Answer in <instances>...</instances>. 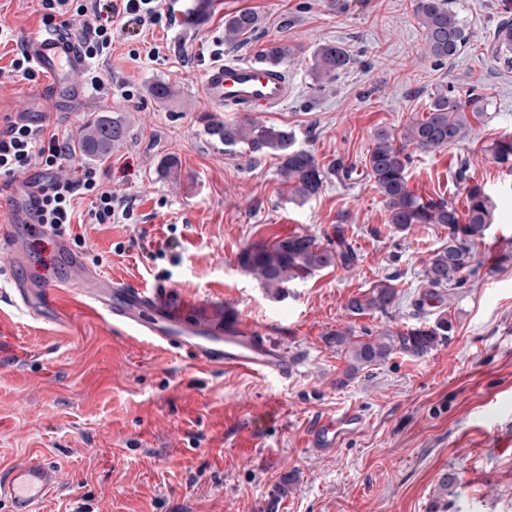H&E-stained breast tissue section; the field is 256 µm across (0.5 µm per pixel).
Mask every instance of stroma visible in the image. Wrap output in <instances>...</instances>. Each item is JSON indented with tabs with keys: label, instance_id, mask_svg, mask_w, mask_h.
Returning <instances> with one entry per match:
<instances>
[{
	"label": "stroma",
	"instance_id": "1",
	"mask_svg": "<svg viewBox=\"0 0 512 512\" xmlns=\"http://www.w3.org/2000/svg\"><path fill=\"white\" fill-rule=\"evenodd\" d=\"M452 6L472 42L444 64L423 54L413 0H217L188 31L169 22L116 38L103 64L111 98L89 91L52 100L40 91L50 80L42 71L0 86V123L23 107L28 121L70 140L103 112L126 126L125 139L96 164L131 202L129 219L92 224L90 198L75 203L76 251L95 271L230 310L299 361L285 379L212 371L79 310L45 324L0 297V470L32 458L57 464L67 484L46 512H512V262L492 265L512 251V167L487 151L512 136V65L485 49L505 0ZM245 9L261 17L259 29L247 42L225 43V18ZM0 23L23 42L42 33L38 0H0ZM273 41L294 49L290 96L261 120L293 132L296 147L327 168H363L375 132L423 116L440 86L478 84L488 96L469 140L412 150L407 173L416 195L461 209L466 185L455 173L468 163L495 206L475 272L444 305L451 340L422 360L393 356L341 388L347 363L325 335L417 323L412 301L448 230L395 231L366 177L332 175L311 200H290L277 156L253 160L207 134L210 69L257 58ZM329 42L355 62L319 89L312 55ZM158 83L171 86L170 98H154ZM170 157L179 163L171 172ZM340 228L355 266L295 281L285 298L271 297L239 264L254 244L294 233L324 243ZM390 275L403 297L398 308L347 310L351 296ZM348 407L365 415L363 430L325 455L308 448L309 422ZM450 473L458 481L441 492Z\"/></svg>",
	"mask_w": 512,
	"mask_h": 512
}]
</instances>
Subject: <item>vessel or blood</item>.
I'll use <instances>...</instances> for the list:
<instances>
[{
  "label": "vessel or blood",
  "mask_w": 512,
  "mask_h": 512,
  "mask_svg": "<svg viewBox=\"0 0 512 512\" xmlns=\"http://www.w3.org/2000/svg\"><path fill=\"white\" fill-rule=\"evenodd\" d=\"M214 5L213 0H189L186 9L175 12L177 23L202 22ZM28 52L38 68L58 72L61 57H68L71 73L82 64L72 41L50 31L33 37ZM288 72L269 68L252 60L228 59L214 67L203 86L208 106L231 112L260 114L271 112L288 99ZM30 221V206L14 203L10 221L0 226V240L7 244V267L12 274L9 301L37 321L57 323L63 309L61 293L79 297L92 313L102 316L116 329H131L164 349L187 351L201 366L239 371L254 376L287 378L297 362L287 348L272 341L248 323L225 322L222 315L196 312L194 305L174 302L167 289L126 285L111 281L92 269L67 244L58 248L63 272L53 284H34L19 276L28 260V250L19 232ZM365 426L363 415L352 408L336 416L321 418L309 427L308 444L325 454L336 449L346 436ZM64 484L61 470L53 463L30 460L0 471V499L8 512H45L49 495Z\"/></svg>",
  "instance_id": "vessel-or-blood-1"
}]
</instances>
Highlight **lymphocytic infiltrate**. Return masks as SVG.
<instances>
[{
	"label": "lymphocytic infiltrate",
	"mask_w": 512,
	"mask_h": 512,
	"mask_svg": "<svg viewBox=\"0 0 512 512\" xmlns=\"http://www.w3.org/2000/svg\"><path fill=\"white\" fill-rule=\"evenodd\" d=\"M44 25L68 30L85 64L84 76L96 94L108 96L112 84L99 63L108 57L117 35L129 29H150L161 24L168 0H39ZM74 152L66 138L49 124L34 125L23 119L8 121L0 129V176L33 169L47 173L30 199L34 220L32 236L66 233L74 219L76 197H91L89 219L94 224H116L129 218L130 204L113 194L97 166L80 167L76 177L61 176Z\"/></svg>",
	"instance_id": "1"
}]
</instances>
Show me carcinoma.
I'll return each mask as SVG.
<instances>
[{
  "instance_id": "cac0c4a2",
  "label": "carcinoma",
  "mask_w": 512,
  "mask_h": 512,
  "mask_svg": "<svg viewBox=\"0 0 512 512\" xmlns=\"http://www.w3.org/2000/svg\"><path fill=\"white\" fill-rule=\"evenodd\" d=\"M413 12L423 31L425 57L443 63L465 51L471 35L449 0H414ZM260 24L257 13L239 11L224 21V41L243 43ZM490 53L512 64L511 20L504 18L497 23ZM292 54L293 49L288 45L272 42L261 51L260 58L282 65ZM353 62L354 57L342 47L333 43L320 45L312 58L313 84L324 88ZM486 101L478 86L462 93L448 85L433 94L425 117L410 119L398 133L382 129L373 137L366 173L384 199L389 223L400 231L415 225L448 227V241L432 253L423 271L424 289L413 301L418 310L444 302L446 289L462 287L473 274L476 253L484 244L493 221V204L478 183L467 187L462 211L444 199L417 196L407 186L406 171L410 161L407 148L431 151L465 141L470 136L472 120L483 118ZM207 133L227 147L244 146L251 158L270 153L279 156L281 181L288 186L289 197L295 201L305 202L318 195L327 179V172L314 155L294 146L293 135L288 130L267 125L247 113L232 120L212 118ZM124 134L121 121L105 113L89 127L79 130L75 140L84 154L105 155L123 140ZM490 152L500 163L511 162L512 137L493 143ZM356 261L354 249L340 234L336 241L325 246L312 235L295 233L272 244H254L240 255L243 269L276 298L285 293L289 284L315 271L335 266L350 269ZM400 295L394 278L388 277L350 297L347 309L354 315L387 314L396 308ZM452 333L453 323L445 312L425 327L385 328L362 337L351 329L332 332L325 337V342L336 348V353L347 362V368L336 379V386L347 385L360 371L379 366L396 354L423 359L448 343Z\"/></svg>"
}]
</instances>
